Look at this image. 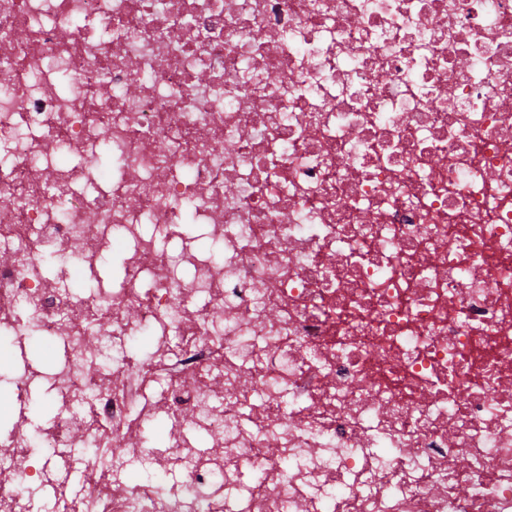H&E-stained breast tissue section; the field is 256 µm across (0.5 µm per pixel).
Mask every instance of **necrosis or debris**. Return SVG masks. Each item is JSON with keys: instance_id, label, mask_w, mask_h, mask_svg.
I'll use <instances>...</instances> for the list:
<instances>
[{"instance_id": "necrosis-or-debris-1", "label": "necrosis or debris", "mask_w": 512, "mask_h": 512, "mask_svg": "<svg viewBox=\"0 0 512 512\" xmlns=\"http://www.w3.org/2000/svg\"><path fill=\"white\" fill-rule=\"evenodd\" d=\"M0 246V512H512V0H0ZM0 344L7 347L6 356L0 358V416L8 418L14 423V414L19 403L14 392L9 395L2 394V389L10 391L7 379L22 372L25 368L44 369L52 362L61 361L64 359L66 351L62 344L50 336L35 337L22 350L9 343H1V340ZM55 391L48 382L32 386L24 395L25 408L35 426H48L56 415Z\"/></svg>"}]
</instances>
